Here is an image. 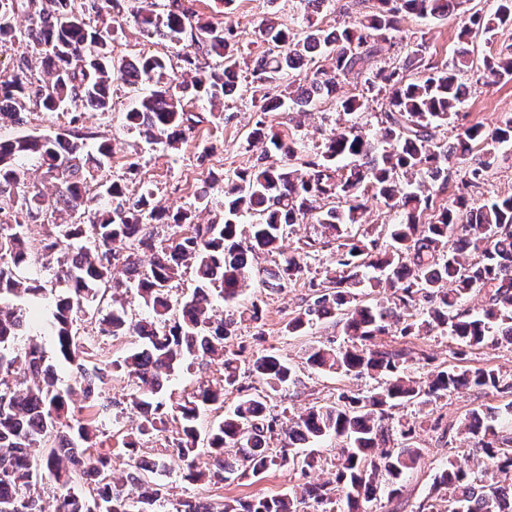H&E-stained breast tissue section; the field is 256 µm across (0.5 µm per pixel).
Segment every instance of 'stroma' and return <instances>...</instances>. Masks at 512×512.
<instances>
[{"instance_id":"1","label":"stroma","mask_w":512,"mask_h":512,"mask_svg":"<svg viewBox=\"0 0 512 512\" xmlns=\"http://www.w3.org/2000/svg\"><path fill=\"white\" fill-rule=\"evenodd\" d=\"M191 11L204 18L219 20L234 26L239 32V47L246 59H253L267 51L268 45L259 36L258 25L266 16L297 28L301 25L303 8L300 0H185ZM493 0H466L463 10L454 12L442 23L429 22L413 15L403 17L400 27L403 38L402 50L420 47L425 57L438 63L448 62L459 48V32L465 12L490 11ZM111 45L115 54L125 57L159 55L172 57L173 67H180L179 57L193 53L190 40L170 44L148 36L133 21H125L121 30L115 31ZM474 84L472 94L461 109L464 124L481 122L491 126L504 116L512 115V78H503L486 85L479 84L476 74H469ZM254 86L243 81L236 94L226 102L224 119L206 122L198 127L193 137L179 149L166 151L147 144L137 131L127 129L124 115L131 105L133 94L122 81L112 85V110L100 114L84 113L83 126L100 136L109 138L113 153L103 169L108 180H125L130 191L147 186L156 201L167 208L187 209L194 203V195L202 187H210L209 208L196 213V223L204 224L212 216L224 210V194L212 188L214 177L248 168L259 154V147L249 146L247 137L257 120H264L267 127L283 134L294 133L299 139L312 143L335 129L339 116L334 105L323 104L311 115L303 117L301 124H294L287 111L262 114L254 107ZM70 111L44 112L38 109L23 113L20 122L0 121V138L17 136L52 135L70 126ZM313 241L315 252L310 260L311 278L287 283L285 288L270 292L261 286L250 288L239 300L241 306L258 305L262 311L261 326L265 333L260 345L287 356L296 366V380L287 391L271 399L270 412L280 423L303 412L316 403L336 401L343 392H370L378 390V379L363 376L350 378L312 369L306 363L307 350L319 344L340 345L345 337L340 328L324 322L313 326L306 334L290 336L285 326L299 311L310 294V279H322L336 250L333 237L322 233L319 225H296L293 235L283 243L285 251H292L305 241ZM252 328H244L239 337L248 349L258 343L252 339ZM386 344L424 353L428 365H415L416 376L422 377L428 367L452 362L458 350L457 344L445 336L422 338L403 337L398 332L385 336ZM492 395L478 389L463 390L432 405L422 406L407 402L398 406L394 417L400 422L416 426L417 445L422 458L417 467L409 471L401 481L399 494L392 499H381L378 512H418L430 490L432 478L447 460L481 470L483 459L471 439L460 433L459 426L473 410L492 402ZM319 468L310 476L285 468L273 469L259 477H244L217 485L193 483L182 477V464L171 460L168 468L157 479L165 484L167 496L158 512H174V503L204 497L216 502L227 498L270 497L293 489L301 490L305 481L322 482L330 479L332 464L336 460L335 440H325L314 448Z\"/></svg>"}]
</instances>
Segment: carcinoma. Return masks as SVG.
<instances>
[{
	"label": "carcinoma",
	"instance_id": "carcinoma-1",
	"mask_svg": "<svg viewBox=\"0 0 512 512\" xmlns=\"http://www.w3.org/2000/svg\"><path fill=\"white\" fill-rule=\"evenodd\" d=\"M301 2L310 14L300 32L273 17L260 23L259 33L277 51L252 61V83L263 90L257 111L286 106L303 116L334 99L336 111L350 115L367 96L382 94L387 99L384 135L375 139L351 124L309 149L292 135L267 131L259 120L250 133V142L262 145L253 165L215 180L224 184L223 220L196 224L189 209L166 215L148 189L131 193L120 182L99 179L97 172L112 155L110 144L77 123L84 112L112 111L117 77L134 95L126 112L129 127L152 143L179 149L202 123L187 109L189 102H203L214 118L224 119V103L242 72L235 29L196 19L182 0H148L132 11L139 28L166 41L188 36L195 47L184 59L194 72L191 78L142 95L167 70L165 58L115 56L105 36L87 25L81 5L64 11L59 0H0V47L16 42L48 47L40 57L44 79L32 80L26 57L0 78V96L9 100L0 120L16 122L32 107L67 108L74 124L54 136L0 140V512H41L34 493L46 478L58 490L55 512H151L153 502L164 498V486L147 474L164 470L167 454L182 460L185 479L216 484L285 467L305 475L316 467L306 449L332 438L338 451L331 480L310 484L300 494L229 498L215 506L186 500L175 512H303L305 507L367 512L382 496L398 493L405 474L421 459L413 443L416 428L402 423L394 428L389 410L409 401L426 406L463 388L501 397L499 404L474 410L461 422L484 456V474L476 481L448 462L435 473L420 512H436L442 500L448 512H512V436L500 434L496 425L512 416V383L491 366L460 365L435 367L427 380L418 381L410 352L380 342L394 327L403 337L446 331L466 348L512 346V193L472 202L500 148L512 146V116L491 127L472 123L455 141L439 143L434 129L455 122L469 94L460 74L474 67L470 50L457 49L449 65L433 63L418 50L398 64L378 65L399 45L401 14L445 20L463 0H372L356 24L332 28L312 18L326 0ZM19 14L27 16V25L15 24ZM511 24L512 0H495L492 11L465 18L459 38L480 34L491 45L495 31ZM210 57L224 59V67L202 63ZM317 57L330 66L295 84L293 73ZM414 69L420 76L411 78ZM482 75L491 81L512 77V50L484 55ZM341 81L359 93L335 98ZM273 90L279 94L270 96ZM475 144L481 146L476 154L470 149ZM30 156L55 181L54 198L30 182L21 163ZM450 182L454 191L445 199ZM369 196L398 214L382 248L374 239L343 237V227L365 222ZM21 207L47 221L40 264H58L48 280L30 274L26 225L17 220ZM164 217L173 233L156 243L150 228ZM306 220L340 243L324 279L310 284L311 299L285 331L298 336L334 320L348 343L312 346L307 363L346 377L378 374L385 382L378 392H343L335 402L313 405L289 419L282 430L288 442L277 450L270 446L277 417L268 401L295 381L294 368L266 350L243 360L246 346L232 340L244 321L260 322L261 310L254 304L246 315L218 319L215 303L235 304L251 288L253 260L279 251L292 228ZM124 240L127 251L112 248ZM311 247L303 243L264 271L262 285L278 291L304 276ZM116 266L125 268L126 280L113 281ZM189 270L191 293L174 303L170 289ZM50 288L61 289L51 322L56 353L75 367L76 383L88 401L81 417L71 409L69 393L58 387L41 342L32 337L18 345L19 337L29 335L35 301ZM361 288L382 292L386 299L368 303ZM132 291L150 311L139 321L128 318L122 303V295ZM476 296L482 304L467 306ZM108 297L112 310L101 320L100 333L129 336L131 348L117 359L94 362V337L82 335L74 322L85 306ZM200 357L220 361L222 383L177 397L167 392L175 369ZM244 362L262 389L239 396L226 409L224 393L239 384ZM114 375L127 378V408L138 418L137 432L120 440L129 466L120 484L107 479L109 457L90 452L104 446L96 441L98 422L111 406L103 388ZM208 409L222 414L202 432L198 419ZM171 420L180 424L177 437L165 453L142 462L137 448L167 431ZM202 454L211 459L205 470L196 463ZM79 478L94 487L76 492Z\"/></svg>",
	"mask_w": 512,
	"mask_h": 512
}]
</instances>
